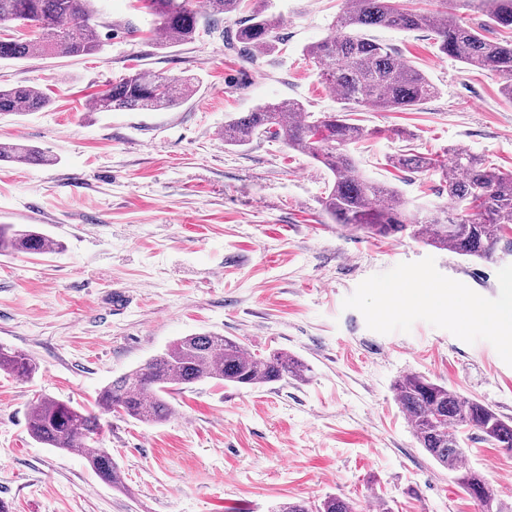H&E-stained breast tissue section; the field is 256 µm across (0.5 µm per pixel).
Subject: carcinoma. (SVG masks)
Returning a JSON list of instances; mask_svg holds the SVG:
<instances>
[{
  "label": "carcinoma",
  "instance_id": "cac0c4a2",
  "mask_svg": "<svg viewBox=\"0 0 512 512\" xmlns=\"http://www.w3.org/2000/svg\"><path fill=\"white\" fill-rule=\"evenodd\" d=\"M153 15L158 30L175 42L194 38L200 23L215 30L218 22L249 7L231 39L260 54H272L281 44L282 19L269 0H140ZM437 12L407 9L401 0H346L333 31L306 47L324 84L340 104L335 112H309L297 100H274L239 118L224 122V143L242 146L266 136L321 163L331 174L323 211L336 224L381 237L408 235L425 245L451 250L480 260L494 258L500 246L512 249V171L487 166L469 151L449 150L450 165L422 153L404 154L397 163L415 172L439 171L454 207H420L412 214L409 203L394 187L364 177L349 146L367 131L352 122L358 106L380 111L407 110L436 93L435 86L394 49L365 34L385 26L400 30H427L439 52L475 69L504 79L502 93L512 100V38L490 39L460 23L459 6L484 12L486 26L512 31V0H446ZM96 0H0V25L28 21L32 38L0 37V60H18L33 54L91 55L102 42L97 30ZM196 77L172 80L150 71H137L97 96L93 112L157 111L173 107L192 95ZM49 103L47 94L29 86L0 88V114L38 110ZM21 164H45L51 158L33 146L0 145V159ZM51 244L44 234L16 224H0V254H41ZM19 379L31 377L36 362L28 355L0 347V371ZM306 371L286 352L269 354L246 350L236 340L215 333L185 336L144 366L132 370L101 390L98 412H90L51 397L37 398L29 410L28 429L40 444L64 451L77 450L103 479L119 482V471L108 449L101 445V416L124 415L147 425L167 421L176 391L205 379L253 388L301 379ZM395 399L411 424L418 444L440 466L455 473L461 489L478 501L480 512H500L503 503L479 471L463 463L461 433L474 430L482 441L512 451V418L491 405L464 396L420 373H409L395 386ZM316 512H356L353 503L329 496Z\"/></svg>",
  "mask_w": 512,
  "mask_h": 512
}]
</instances>
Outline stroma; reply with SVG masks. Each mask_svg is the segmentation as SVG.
<instances>
[{"mask_svg": "<svg viewBox=\"0 0 512 512\" xmlns=\"http://www.w3.org/2000/svg\"><path fill=\"white\" fill-rule=\"evenodd\" d=\"M345 0H273L280 50L227 45L236 17L188 42L161 39L135 0H100V52L0 61V86L50 98L0 114V143L37 147L51 165L0 161V224L61 241L0 255V346L38 365L0 373V500L11 512H274L288 501L349 498L390 512H478L455 476L417 444L393 386L418 372L512 418V351L484 314L512 301V255L471 261L410 237L370 238L332 223L328 172L281 141L224 143V123L273 99L310 112L339 104L304 53ZM435 84L406 111L354 112L366 137L360 172L413 206L444 205L438 176L393 168L415 150L460 146L512 169V102L500 77L439 53L425 30L376 26ZM139 69L200 80L161 111L93 112L112 82ZM433 288L452 312L413 305ZM214 332L256 353L301 360L304 379L255 388L207 379L177 391L168 421L120 414L102 435L121 486L75 452L30 436L29 405L51 396L93 409L98 393L177 338ZM466 464L512 507V452L468 439Z\"/></svg>", "mask_w": 512, "mask_h": 512, "instance_id": "stroma-1", "label": "stroma"}]
</instances>
